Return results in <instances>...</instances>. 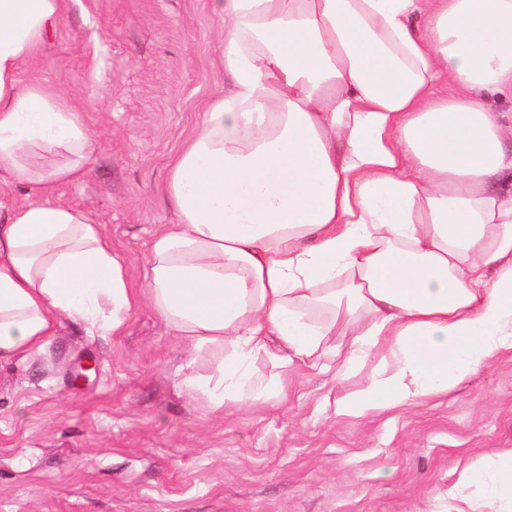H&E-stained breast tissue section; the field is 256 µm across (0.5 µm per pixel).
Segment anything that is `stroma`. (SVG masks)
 <instances>
[{
	"mask_svg": "<svg viewBox=\"0 0 512 512\" xmlns=\"http://www.w3.org/2000/svg\"><path fill=\"white\" fill-rule=\"evenodd\" d=\"M210 0H66L39 81L86 114L93 150L59 200L119 249L131 287L155 231L175 221L170 163L205 105L227 91ZM184 341L149 305L121 334L63 321L46 352L0 370V512H455L442 492L487 451L512 448V354L453 392L362 418L334 412L364 373L290 370L279 405L215 413L191 397L212 356L186 367Z\"/></svg>",
	"mask_w": 512,
	"mask_h": 512,
	"instance_id": "stroma-1",
	"label": "stroma"
}]
</instances>
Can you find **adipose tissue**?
<instances>
[{
    "mask_svg": "<svg viewBox=\"0 0 512 512\" xmlns=\"http://www.w3.org/2000/svg\"><path fill=\"white\" fill-rule=\"evenodd\" d=\"M65 0H0V367L43 354L62 321L121 333L151 305L212 352L186 384L213 410L278 403L266 358L365 387L337 415L445 394L512 353V0H211L232 82L172 161L176 216L131 288L102 225L55 200L91 154L85 114L19 75L41 59ZM52 157L36 168L33 151ZM346 338L329 343L337 323ZM486 473L512 501V448Z\"/></svg>",
    "mask_w": 512,
    "mask_h": 512,
    "instance_id": "1",
    "label": "adipose tissue"
}]
</instances>
